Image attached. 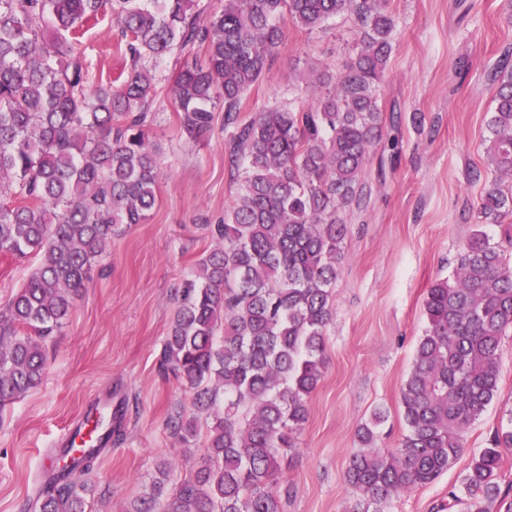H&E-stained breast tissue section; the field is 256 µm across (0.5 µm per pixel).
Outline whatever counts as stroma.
<instances>
[{"label":"stroma","instance_id":"stroma-1","mask_svg":"<svg viewBox=\"0 0 512 512\" xmlns=\"http://www.w3.org/2000/svg\"><path fill=\"white\" fill-rule=\"evenodd\" d=\"M396 35L380 92L384 113L398 115L399 149L372 150L364 172L370 190L353 210L333 286L327 327V368L311 394L309 417L292 460L276 485L282 512H352L356 496L345 480L357 428L376 408L387 410L382 444L403 432L400 388L426 327L430 284L452 276L473 229L507 245L506 227L481 220L479 201L495 174L485 153L494 110L498 60L512 53V0H389ZM111 13L86 28L83 43L94 73L112 75L128 62L118 48ZM348 17L309 32L289 27L262 79L247 94L242 119L259 110L312 106V71L341 73L356 48ZM151 143L162 174L158 203L143 224L125 226L99 260L93 281L48 343L47 375L0 411V512H28L43 489L42 451L77 423L96 392L112 393L125 418L85 493V512H127L147 495L161 464L170 483L206 456L168 426L190 413V393L158 372L177 290L203 254L220 247L212 225L238 198L242 179L225 162L224 112L215 109L208 141L182 132L170 92L179 60L154 62ZM480 181H472V170ZM512 423V333L503 340L497 399L470 429L465 453L433 483L395 498L388 512H437L458 485L470 453L488 447L494 431Z\"/></svg>","mask_w":512,"mask_h":512}]
</instances>
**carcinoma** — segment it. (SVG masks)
<instances>
[{
	"instance_id": "cac0c4a2",
	"label": "carcinoma",
	"mask_w": 512,
	"mask_h": 512,
	"mask_svg": "<svg viewBox=\"0 0 512 512\" xmlns=\"http://www.w3.org/2000/svg\"><path fill=\"white\" fill-rule=\"evenodd\" d=\"M0 0V254L40 262L0 308V408L38 387L45 342L64 324L120 226L154 209L160 163L147 131L155 75L147 62L182 57L171 87L185 136H208L224 108L227 164L242 193L215 225L224 247L205 255L178 291L160 369L191 391L193 412L169 420L207 457L164 494L169 470L129 512H282L270 484L283 475L308 398L323 376L336 263L362 175L386 125L379 89L396 21L388 0ZM122 28L129 65L93 81L75 34L105 7ZM349 15L358 51L346 70L310 82L314 105L263 109L239 120L293 25L308 31ZM508 59L488 121L489 165L512 177V69ZM480 213L512 218V187L491 184ZM427 327L400 391L404 431L381 446L386 411L359 426L346 482L355 512L434 482L464 452L473 424L498 398L502 338L512 331V264L476 229L452 278L424 302ZM103 448L47 471L59 486L39 512H85L83 485ZM512 428L471 456L448 512H512L500 473Z\"/></svg>"
}]
</instances>
